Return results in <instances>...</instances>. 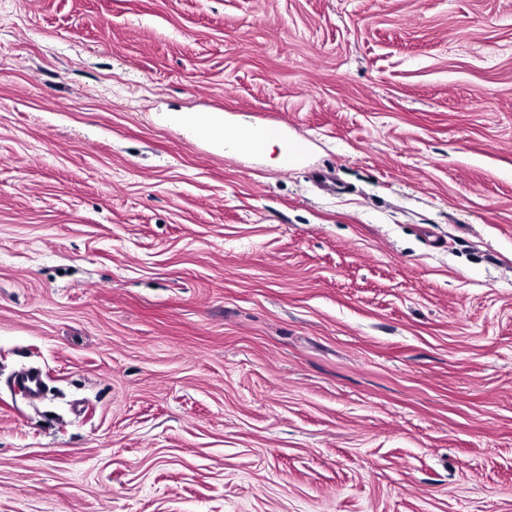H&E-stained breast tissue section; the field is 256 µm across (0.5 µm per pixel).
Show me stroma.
<instances>
[{
	"label": "stroma",
	"instance_id": "obj_1",
	"mask_svg": "<svg viewBox=\"0 0 512 512\" xmlns=\"http://www.w3.org/2000/svg\"><path fill=\"white\" fill-rule=\"evenodd\" d=\"M0 512H512V0H0ZM170 120L174 123L183 124L191 131L198 132L219 143L224 144L225 142L234 150L249 151V128L247 126L225 127L224 118L217 115L192 119L183 114L173 113ZM275 129H277L275 125L269 123H258L257 126H255L250 133V150L253 154H258L263 145L262 155L269 156L272 153L274 147H277L278 156L274 161L280 163L284 159L285 145L278 136H269L270 134H274ZM267 136L269 137L266 139Z\"/></svg>",
	"mask_w": 512,
	"mask_h": 512
}]
</instances>
